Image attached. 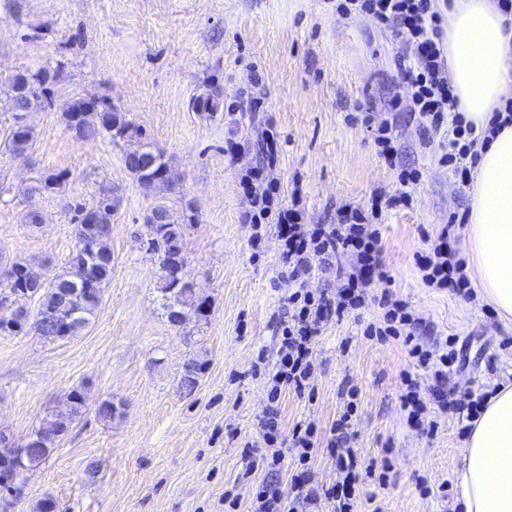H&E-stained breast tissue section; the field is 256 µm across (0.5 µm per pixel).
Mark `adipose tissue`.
I'll return each instance as SVG.
<instances>
[{
    "mask_svg": "<svg viewBox=\"0 0 512 512\" xmlns=\"http://www.w3.org/2000/svg\"><path fill=\"white\" fill-rule=\"evenodd\" d=\"M444 45L458 109L484 129L512 87V26L495 0H452ZM468 240L482 297L512 319V124L481 153ZM455 490L462 512H512V384L501 385L473 421Z\"/></svg>",
    "mask_w": 512,
    "mask_h": 512,
    "instance_id": "ef3b65f1",
    "label": "adipose tissue"
}]
</instances>
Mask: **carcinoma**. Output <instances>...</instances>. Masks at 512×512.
I'll use <instances>...</instances> for the list:
<instances>
[{"mask_svg":"<svg viewBox=\"0 0 512 512\" xmlns=\"http://www.w3.org/2000/svg\"><path fill=\"white\" fill-rule=\"evenodd\" d=\"M14 80L21 85L22 93L11 99L9 111L12 118L18 113L28 112L40 107L46 100L51 88L61 82L62 74L58 69L42 67L36 71H20ZM62 118L67 128L74 132L78 139L94 138L104 132L111 139H131L144 137L140 126L128 118L127 113L113 108L109 112L110 125L101 124L99 115L91 112L81 97H72L62 105ZM34 133L28 127L15 126L11 138L4 142L5 150L13 155H22L31 147ZM145 155L149 157L151 167L146 178L141 180L148 191H163L166 178L163 172L167 169L163 153L146 144ZM65 179L61 173L46 170L38 180L35 190L40 193H59L64 191ZM112 187L102 188L95 200L87 204L73 200L68 208L73 212L75 224L74 234L76 246L71 253L65 269L48 276L41 265L15 263L11 265L9 276L1 280L0 290L8 289L13 293L16 306L12 312L0 314V335L10 336L27 331L29 310L24 301L30 299L27 283L30 280L42 282V304L51 306L55 303L60 290L74 286L78 293L71 302L80 309L78 319L66 326L56 327L49 324L35 325V333L48 340L52 336H76L86 328L98 306L104 288L112 278V249L109 245L112 234V210L114 209ZM161 216V222L150 229V247L161 257V268L164 271L163 290L172 294L175 305L189 308L199 317L207 313L205 301L195 298L190 283L185 280L187 261L183 251L184 225L196 221L195 211L187 206L175 216L164 203L155 206ZM84 406L81 392L74 390L66 398V402L58 406L41 427L35 430L26 445L23 464L37 467L52 452L55 438L64 434L79 416Z\"/></svg>","mask_w":512,"mask_h":512,"instance_id":"cac0c4a2","label":"carcinoma"}]
</instances>
